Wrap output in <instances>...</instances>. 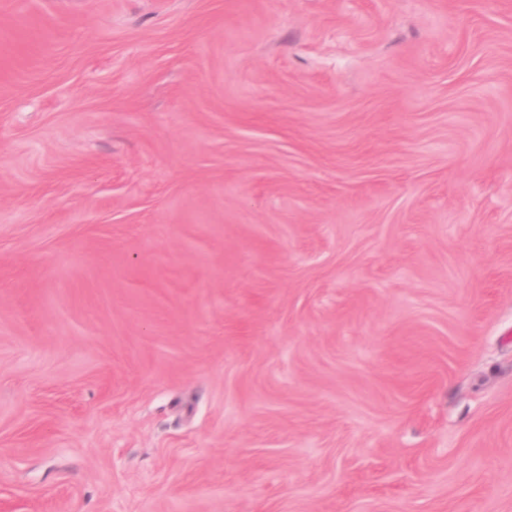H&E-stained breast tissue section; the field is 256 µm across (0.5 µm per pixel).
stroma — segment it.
Wrapping results in <instances>:
<instances>
[{
	"mask_svg": "<svg viewBox=\"0 0 512 512\" xmlns=\"http://www.w3.org/2000/svg\"><path fill=\"white\" fill-rule=\"evenodd\" d=\"M0 512H512V0H0Z\"/></svg>",
	"mask_w": 512,
	"mask_h": 512,
	"instance_id": "obj_1",
	"label": "stroma"
}]
</instances>
